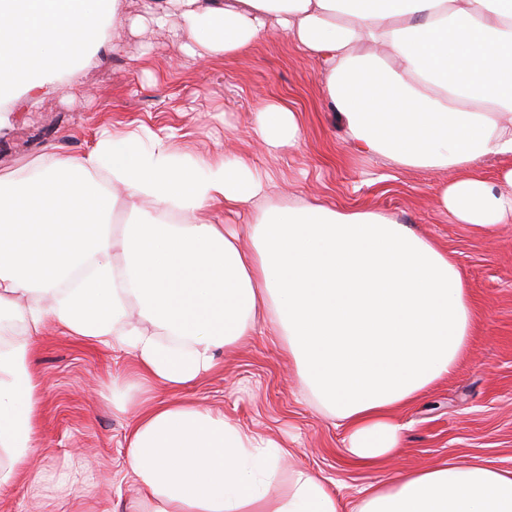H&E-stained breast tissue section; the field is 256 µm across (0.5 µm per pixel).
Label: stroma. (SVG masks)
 Returning <instances> with one entry per match:
<instances>
[{
  "label": "stroma",
  "instance_id": "obj_1",
  "mask_svg": "<svg viewBox=\"0 0 512 512\" xmlns=\"http://www.w3.org/2000/svg\"><path fill=\"white\" fill-rule=\"evenodd\" d=\"M75 80L71 97L14 113L0 130V174L46 155L82 154L100 130L142 125L190 154L241 157L271 173L274 208L312 201L387 214L447 251L470 288L469 347L453 374L398 411L404 446L384 466L344 457L340 429L302 398L286 339L267 328L219 352V369L179 391L180 399L278 441L288 452L285 466L322 476L345 501L371 484L448 461L512 470V223H457L440 204L453 173L351 150L316 65L282 37L267 36L234 58L205 60L148 29L128 36L121 54L96 49ZM266 101L295 112L302 129L296 146L270 153L257 143L255 109ZM32 367L42 381L47 477L17 484L0 497V512H127L137 496L125 467L133 416L115 411L100 390L133 369L132 356L52 329L36 338ZM57 472L70 474L66 486L55 483Z\"/></svg>",
  "mask_w": 512,
  "mask_h": 512
}]
</instances>
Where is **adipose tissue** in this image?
Masks as SVG:
<instances>
[{"label":"adipose tissue","mask_w":512,"mask_h":512,"mask_svg":"<svg viewBox=\"0 0 512 512\" xmlns=\"http://www.w3.org/2000/svg\"><path fill=\"white\" fill-rule=\"evenodd\" d=\"M154 28L190 55L221 59L280 32L315 61L362 155L452 169L441 205L456 222H512V0H0V129L20 105L68 92L60 68L110 31ZM254 132L296 144V115L270 102ZM273 179L244 160L190 158L137 126L78 156L0 175V494L39 482L41 382L33 341L50 326L135 359L112 378L128 412L154 384L179 388L218 367L258 326L284 335L306 399L335 420L346 454L370 464L402 446L396 409L454 372L472 328L469 290L448 253L381 213L268 204ZM152 220L112 227L115 191ZM253 216V248L207 215ZM171 210L182 224H162ZM281 447L223 413L160 402L128 436L142 494L130 512H343L304 469L277 481ZM352 512H512V471L475 460L402 474L362 491Z\"/></svg>","instance_id":"1"}]
</instances>
